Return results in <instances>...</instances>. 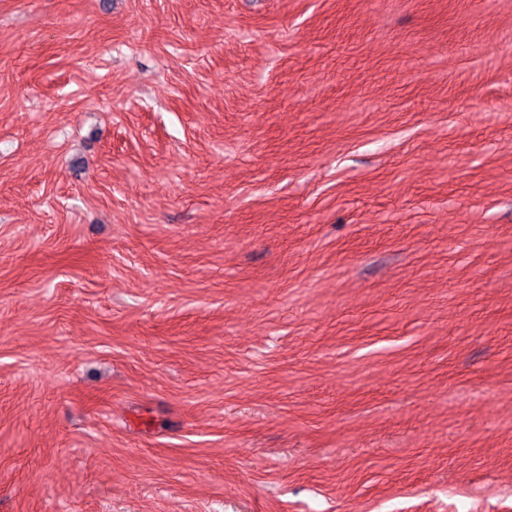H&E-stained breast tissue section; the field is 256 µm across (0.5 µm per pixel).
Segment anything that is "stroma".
<instances>
[{
    "label": "stroma",
    "instance_id": "obj_1",
    "mask_svg": "<svg viewBox=\"0 0 512 512\" xmlns=\"http://www.w3.org/2000/svg\"><path fill=\"white\" fill-rule=\"evenodd\" d=\"M0 512H512V0H0Z\"/></svg>",
    "mask_w": 512,
    "mask_h": 512
}]
</instances>
